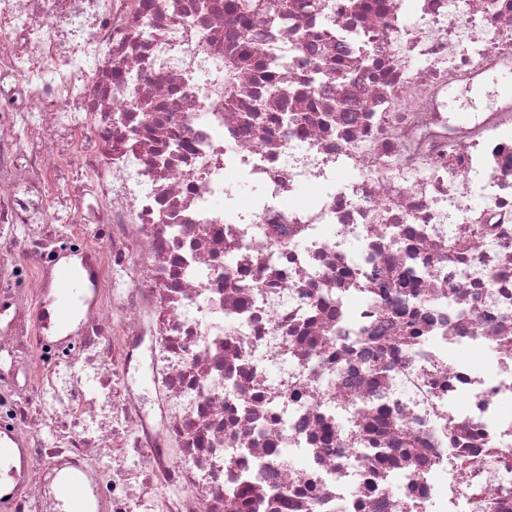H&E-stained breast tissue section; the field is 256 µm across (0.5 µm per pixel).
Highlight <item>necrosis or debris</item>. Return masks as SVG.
<instances>
[{
    "instance_id": "4bbe7bcc",
    "label": "necrosis or debris",
    "mask_w": 512,
    "mask_h": 512,
    "mask_svg": "<svg viewBox=\"0 0 512 512\" xmlns=\"http://www.w3.org/2000/svg\"><path fill=\"white\" fill-rule=\"evenodd\" d=\"M508 71L512 0H0V512H512ZM82 277V272L78 270H70L65 273L59 287V297L55 307V316L59 323L66 324L71 319L74 301L78 293L76 287ZM62 490L59 512H86V489L80 480L65 482Z\"/></svg>"
}]
</instances>
